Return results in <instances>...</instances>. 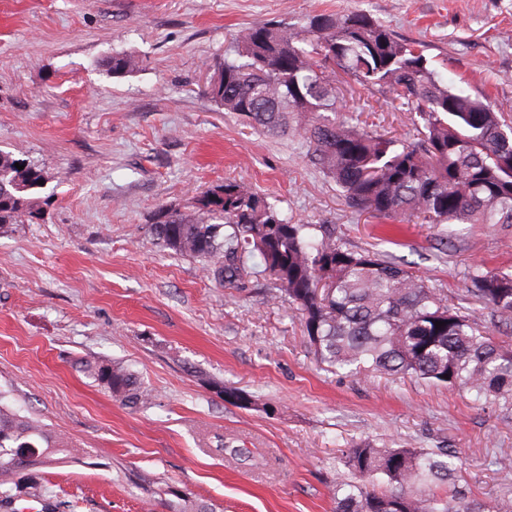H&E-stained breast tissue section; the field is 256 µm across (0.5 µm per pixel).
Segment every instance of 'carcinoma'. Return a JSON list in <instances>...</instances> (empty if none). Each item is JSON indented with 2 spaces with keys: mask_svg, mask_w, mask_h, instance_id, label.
<instances>
[{
  "mask_svg": "<svg viewBox=\"0 0 512 512\" xmlns=\"http://www.w3.org/2000/svg\"><path fill=\"white\" fill-rule=\"evenodd\" d=\"M104 66L123 77L139 61L117 52ZM339 70L410 106L417 139L406 143L334 118ZM205 94L255 130L299 139L360 213L512 226V125L490 103L441 80L420 44L364 12L320 13L302 26L252 24ZM40 180L39 164L0 151V229L41 218L32 197ZM150 231L238 292L254 274L247 259L259 257L272 281L267 297L298 313L309 345L331 369L462 387L485 408L512 409V346L490 337L474 309L376 252L347 248L332 226L293 223L242 181L160 209ZM467 279V292L490 309L494 325L512 330V272L473 267ZM81 368L120 404H150V389L123 363L90 356ZM83 454L39 419L0 403V512H14L23 499L46 500L42 469ZM453 458L450 448L356 443L338 457L351 479L333 487L335 512H485L466 503Z\"/></svg>",
  "mask_w": 512,
  "mask_h": 512,
  "instance_id": "cac0c4a2",
  "label": "carcinoma"
}]
</instances>
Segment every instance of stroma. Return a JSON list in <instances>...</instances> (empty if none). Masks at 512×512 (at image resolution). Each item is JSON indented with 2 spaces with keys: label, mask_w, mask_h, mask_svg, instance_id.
I'll return each mask as SVG.
<instances>
[{
  "label": "stroma",
  "mask_w": 512,
  "mask_h": 512,
  "mask_svg": "<svg viewBox=\"0 0 512 512\" xmlns=\"http://www.w3.org/2000/svg\"><path fill=\"white\" fill-rule=\"evenodd\" d=\"M362 11L425 44L448 83L512 121V0H0V150L47 179L37 223L0 230V397L87 459L49 471L45 512H333L337 462L359 441L456 449L470 501L512 498V411L458 390L326 371L287 303L257 271L233 294L153 239L166 206L244 181L299 224H332L347 248L405 265L456 302L475 265L512 269V227L383 223L350 208L297 140L259 134L202 93L258 20ZM138 69L108 75L112 52ZM349 121L415 139L407 106L352 87ZM122 361L152 390L131 409L78 368ZM252 399L241 408L219 387ZM245 449L219 451L218 440Z\"/></svg>",
  "instance_id": "obj_1"
}]
</instances>
